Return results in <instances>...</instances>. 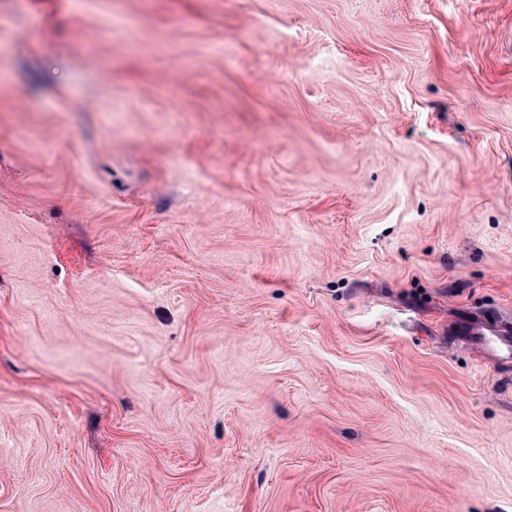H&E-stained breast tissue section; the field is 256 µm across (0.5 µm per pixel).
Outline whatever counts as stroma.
I'll list each match as a JSON object with an SVG mask.
<instances>
[{
    "label": "stroma",
    "instance_id": "obj_1",
    "mask_svg": "<svg viewBox=\"0 0 512 512\" xmlns=\"http://www.w3.org/2000/svg\"><path fill=\"white\" fill-rule=\"evenodd\" d=\"M512 0H0V512H512ZM460 335L480 349L488 361L499 364L512 359V327L509 323H492L471 317L462 322Z\"/></svg>",
    "mask_w": 512,
    "mask_h": 512
}]
</instances>
